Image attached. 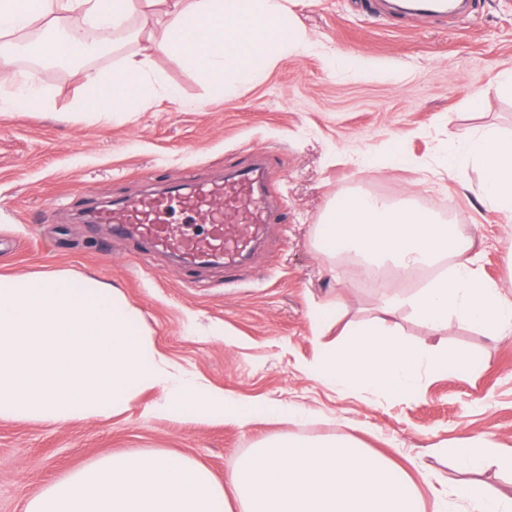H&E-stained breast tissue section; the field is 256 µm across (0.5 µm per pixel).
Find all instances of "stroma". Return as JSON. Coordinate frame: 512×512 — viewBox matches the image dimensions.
<instances>
[{"instance_id": "1", "label": "stroma", "mask_w": 512, "mask_h": 512, "mask_svg": "<svg viewBox=\"0 0 512 512\" xmlns=\"http://www.w3.org/2000/svg\"><path fill=\"white\" fill-rule=\"evenodd\" d=\"M292 0L309 49L274 62L258 81L221 96L188 62L156 56L157 90L125 112H92L83 67L62 75L19 69L0 84V275L65 274L118 288L139 311L132 331L173 369L251 403L304 410L243 427L194 413L152 411L158 390L135 392L109 418H0V512L52 481L114 453H156L202 464L225 482L234 464L277 440L353 439L414 481L424 505L470 475L448 452L465 436L512 451V338L449 319L429 334L409 310L401 340L464 352L463 372L424 373L415 393L339 388L316 367L345 324L377 313L359 258L322 252L329 204L351 194L412 198L475 237L484 275L512 279V223L480 200L478 168L451 174L449 147L493 127L512 140V0H471L465 18L418 16L391 0ZM41 96V109L22 92ZM276 157L277 224L234 287L223 266L187 267L144 243L86 222L95 207Z\"/></svg>"}]
</instances>
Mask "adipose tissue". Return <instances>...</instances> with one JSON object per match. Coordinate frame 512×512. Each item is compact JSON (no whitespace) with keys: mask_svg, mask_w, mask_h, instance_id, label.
I'll return each mask as SVG.
<instances>
[{"mask_svg":"<svg viewBox=\"0 0 512 512\" xmlns=\"http://www.w3.org/2000/svg\"><path fill=\"white\" fill-rule=\"evenodd\" d=\"M151 8L164 22V36L143 43L117 77L86 73L85 83L94 91L92 109L104 104L109 111L125 112L131 100L150 101L154 89L147 73L158 53L193 64L229 95L238 84L261 78L273 62L308 48L301 31L285 24L288 0H6L0 8V38L36 19L47 20L52 28L65 25L67 36L42 42L35 51L51 59H71L85 49L83 25L93 27L107 42L131 15ZM74 13L81 16L82 25H70ZM474 163L484 174L483 201L511 222L512 141L487 130L463 147L450 148L444 160L452 172ZM320 230L328 253L353 252L401 274L434 272L408 294L392 283H378V316L364 327L346 326L343 343L318 366L322 377L336 386L409 394L418 387L422 372L469 368L465 355L428 351L400 340L388 320L398 309H410L432 334L453 318L493 338L512 335V297L482 276L474 240L457 225L441 223L432 212L408 204L357 195L326 209ZM452 453L467 472L491 467L512 472V453H501L485 436L461 438Z\"/></svg>","mask_w":512,"mask_h":512,"instance_id":"obj_1","label":"adipose tissue"}]
</instances>
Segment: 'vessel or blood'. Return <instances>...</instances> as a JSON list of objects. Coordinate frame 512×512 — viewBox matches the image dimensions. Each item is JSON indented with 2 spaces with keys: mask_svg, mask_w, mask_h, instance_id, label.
Listing matches in <instances>:
<instances>
[{
  "mask_svg": "<svg viewBox=\"0 0 512 512\" xmlns=\"http://www.w3.org/2000/svg\"><path fill=\"white\" fill-rule=\"evenodd\" d=\"M271 194L243 175L198 186L187 195L124 199L99 211L96 221L111 225L115 236L147 240L159 252L221 256L229 274L237 269L239 256L251 249L256 228L271 224ZM199 222L207 225L206 234L191 232Z\"/></svg>",
  "mask_w": 512,
  "mask_h": 512,
  "instance_id": "b4317fda",
  "label": "vessel or blood"
}]
</instances>
